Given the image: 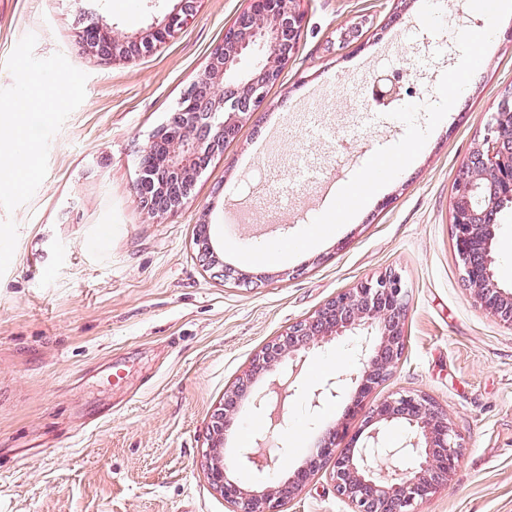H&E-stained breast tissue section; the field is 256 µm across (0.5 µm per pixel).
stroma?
Instances as JSON below:
<instances>
[{"label":"stroma","mask_w":512,"mask_h":512,"mask_svg":"<svg viewBox=\"0 0 512 512\" xmlns=\"http://www.w3.org/2000/svg\"><path fill=\"white\" fill-rule=\"evenodd\" d=\"M177 0H0L4 63L26 34L35 54L60 52L87 73L86 98L53 137L48 173L13 218L18 241L0 277V512H231L207 476L210 429L255 356L338 293L392 270L408 289L405 345L369 398L429 397L447 411L463 459L418 512H512V327L479 308L466 288L452 233L453 185L502 97L512 93V17L418 157L322 244L254 266L214 244L200 257L195 227L236 244L278 239L331 204L372 148L398 142L402 122L359 109L367 81L399 70L409 102L435 100L460 60L458 31L482 17L444 0L437 25L425 0H300L298 51L269 92L202 169L186 202L161 215L137 193L140 155L209 64L248 0H198L179 36L109 64L81 49L83 19L133 36ZM266 226L265 236L253 228ZM342 339L310 348L296 367L254 378L268 407L277 470L224 442L228 475L262 488L305 465L318 436L347 420L343 447L361 446L350 394L311 415L299 390ZM285 512H349L320 472Z\"/></svg>","instance_id":"35a3bbf8"}]
</instances>
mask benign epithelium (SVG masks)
Segmentation results:
<instances>
[{"label": "benign epithelium", "instance_id": "7a95c632", "mask_svg": "<svg viewBox=\"0 0 512 512\" xmlns=\"http://www.w3.org/2000/svg\"><path fill=\"white\" fill-rule=\"evenodd\" d=\"M297 0H249V6L224 30V40L213 51L203 73L189 87L176 110L179 132L165 143L163 153L154 141L141 152L142 186L162 180L172 186L193 181L195 162L215 153L234 137L248 114L268 103L270 87L298 50L297 40L283 39V32L300 31L303 15ZM191 15L186 0L155 21L133 44L112 32L104 23L87 38L91 48L108 46L106 57L127 59L174 39ZM259 49L264 59L252 70L241 72L242 57ZM402 78L378 76L371 85V102L389 105L401 99ZM478 151L481 166L473 177L454 186L452 224L457 253L463 261L464 279L474 300L486 311L512 326V289L500 286L495 272L500 249L496 217L512 210V95L504 97L490 113ZM407 291L401 276L386 272L360 281L324 305L314 317L291 326L270 341L256 356L252 372L265 374L286 361H295L312 346L357 330L371 329L379 343L369 349L356 341L353 350L358 371L349 376L325 379L307 391L310 409L319 411L340 392L352 388L348 416H363L371 428L363 444L338 453L346 427L324 431V441L306 465L288 478L262 489L245 487L230 479L224 467V418L239 412L238 397L224 403L225 415L215 417L210 444L208 479L224 496L232 512H281L326 465L333 461L329 477L336 494L350 512H418L440 487L462 457V443L448 414L426 396L399 392L370 406L364 400L396 367L404 349L403 325ZM398 422L402 439L386 444L376 425ZM400 458L408 461L401 476L388 480L377 473V462Z\"/></svg>", "mask_w": 512, "mask_h": 512}]
</instances>
